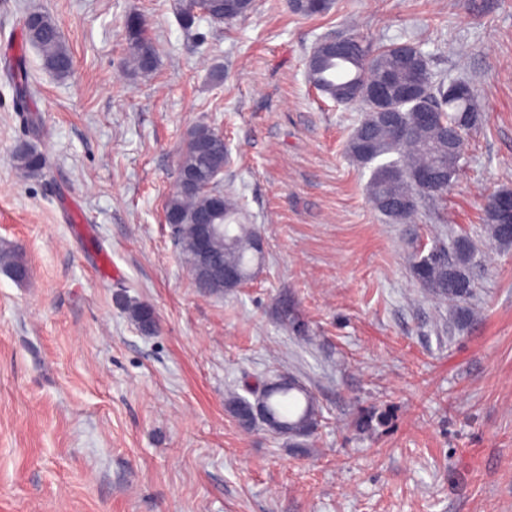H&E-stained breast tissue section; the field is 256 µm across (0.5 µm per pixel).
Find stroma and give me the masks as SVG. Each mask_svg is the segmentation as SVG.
<instances>
[{
    "label": "stroma",
    "mask_w": 512,
    "mask_h": 512,
    "mask_svg": "<svg viewBox=\"0 0 512 512\" xmlns=\"http://www.w3.org/2000/svg\"><path fill=\"white\" fill-rule=\"evenodd\" d=\"M178 0H0V512H512V246L487 196L512 189V0H333L321 16L256 0L184 30ZM48 14L65 78L23 40ZM158 55L131 67L127 15ZM413 42L474 89L481 121L447 196L394 224L349 154L361 105L310 87L320 40ZM34 92L19 111L5 58ZM200 126L224 135L223 188L259 225L265 260L232 293L194 288L164 207ZM43 175L12 164L20 141ZM477 246L474 318L410 272L413 241ZM291 299L308 333L277 315ZM149 305L154 333L127 307ZM289 373L322 425L296 448L243 433L228 389ZM501 196H511L512 190L502 188L490 194L484 206L485 221L488 233L493 242L502 246L512 245V198H496L495 205L503 212H511L507 216L502 215L492 203V199Z\"/></svg>",
    "instance_id": "35a3bbf8"
}]
</instances>
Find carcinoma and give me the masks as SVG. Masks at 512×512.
Listing matches in <instances>:
<instances>
[{
    "mask_svg": "<svg viewBox=\"0 0 512 512\" xmlns=\"http://www.w3.org/2000/svg\"><path fill=\"white\" fill-rule=\"evenodd\" d=\"M293 13L316 16L324 13L329 5L316 6L311 0H290ZM253 7L224 9V0H206L201 6H193L180 21L186 30L196 27L202 18L215 23L231 24L247 17ZM125 31L134 61V70L146 73L155 69L158 58L152 39L145 33L140 17L130 15L125 21ZM26 43L39 51L44 68L53 75L64 78L73 69V57L64 43L58 26L46 17L39 29L24 23ZM353 51L338 57L321 47L316 50V62L306 68L310 85L338 104L364 106V115L348 141V151L358 163L371 167L368 185L373 206L395 224L414 221L422 198L439 199L448 192L455 178L459 161L465 150L466 131L476 127L480 113L472 92L456 94L458 82L437 79L430 70L426 55L417 46L404 52L395 49L396 43L373 51L358 34L349 35ZM422 80L420 95L413 100L401 97L402 88L413 83L415 75ZM389 83V98L383 103L372 101L367 88L375 82ZM436 111V121L429 124L417 122L415 112L420 105ZM396 109V123L378 122L374 116L384 108ZM400 125L404 133L398 137L394 125ZM197 139L189 140L182 150L187 162H195L200 171V182L214 184L213 191H200L193 197L175 190L165 203V218L170 224H190L193 212L212 200L221 202L217 217L222 237L217 248L224 259V266L237 273L241 284L250 282L260 269L264 252L258 249L262 233L255 224L238 221L240 209L232 192L219 186L220 172L211 169L210 160L217 156L224 160V137L210 129L195 130ZM15 168L27 176H35L45 167V157L31 147L13 153ZM432 168L437 179L430 185L417 182L418 172ZM511 196L512 190L502 188L490 194L484 206L485 221L490 238L502 246L512 245V215H502L492 199ZM476 262V248L467 236L455 239L452 246L435 241L428 248L412 246L410 267L414 278L430 294L457 304L456 314L462 325L472 320V312L463 302L473 292L472 270ZM281 321L296 335L305 332V325L294 315L290 305L280 308ZM246 395L236 392L227 398L240 428L249 432L256 423L243 414L250 406V398L260 395L277 420L288 424L292 435L288 439L298 441L310 437L309 428L321 422V410L313 393L300 381L291 379L279 387H273L264 379L255 386L244 387Z\"/></svg>",
    "mask_w": 512,
    "mask_h": 512,
    "instance_id": "1",
    "label": "carcinoma"
}]
</instances>
